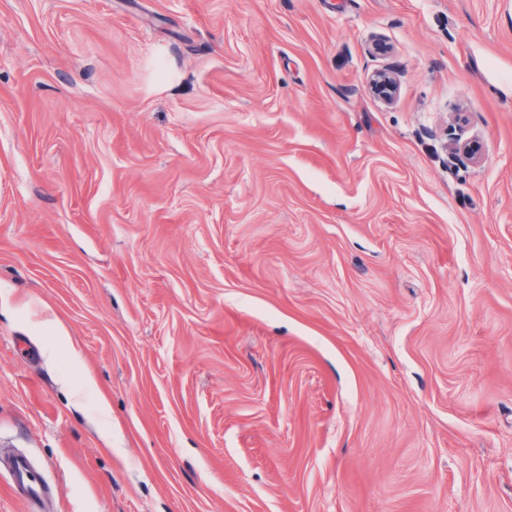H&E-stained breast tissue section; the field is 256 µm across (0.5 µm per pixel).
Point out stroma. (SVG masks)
I'll return each instance as SVG.
<instances>
[{"mask_svg":"<svg viewBox=\"0 0 512 512\" xmlns=\"http://www.w3.org/2000/svg\"><path fill=\"white\" fill-rule=\"evenodd\" d=\"M11 448L0 512H512V0H0ZM10 481L12 496L25 504L35 503L46 492L41 474L25 457L16 458L11 465Z\"/></svg>","mask_w":512,"mask_h":512,"instance_id":"35a3bbf8","label":"stroma"}]
</instances>
